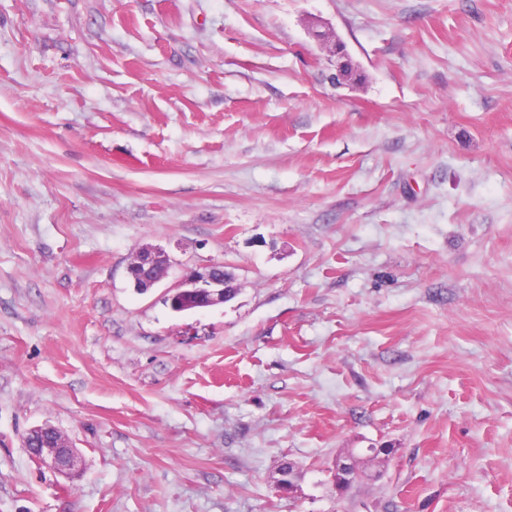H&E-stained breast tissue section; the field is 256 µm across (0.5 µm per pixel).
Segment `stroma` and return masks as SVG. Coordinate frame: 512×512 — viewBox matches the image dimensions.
I'll list each match as a JSON object with an SVG mask.
<instances>
[{"label":"stroma","mask_w":512,"mask_h":512,"mask_svg":"<svg viewBox=\"0 0 512 512\" xmlns=\"http://www.w3.org/2000/svg\"><path fill=\"white\" fill-rule=\"evenodd\" d=\"M0 512H512V0H0ZM228 271L222 265H208L193 270L184 279L180 293L195 298V309L207 308L230 300L233 288L229 284ZM25 442L41 466L60 474H69L77 464L73 446L51 425L32 428Z\"/></svg>","instance_id":"1"}]
</instances>
